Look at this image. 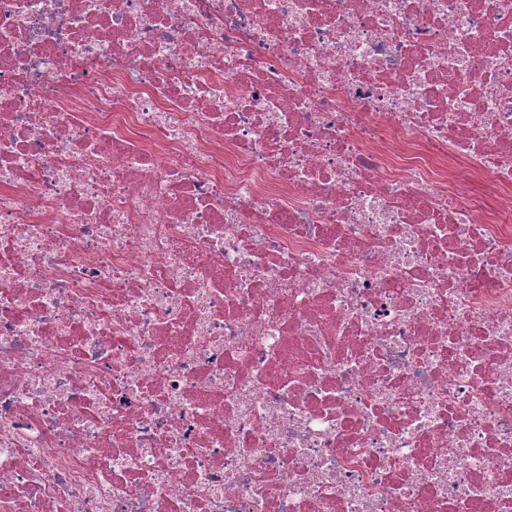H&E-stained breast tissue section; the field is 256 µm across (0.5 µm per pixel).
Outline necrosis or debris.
I'll list each match as a JSON object with an SVG mask.
<instances>
[{
	"label": "necrosis or debris",
	"instance_id": "1",
	"mask_svg": "<svg viewBox=\"0 0 512 512\" xmlns=\"http://www.w3.org/2000/svg\"><path fill=\"white\" fill-rule=\"evenodd\" d=\"M0 512H512V0H0Z\"/></svg>",
	"mask_w": 512,
	"mask_h": 512
}]
</instances>
